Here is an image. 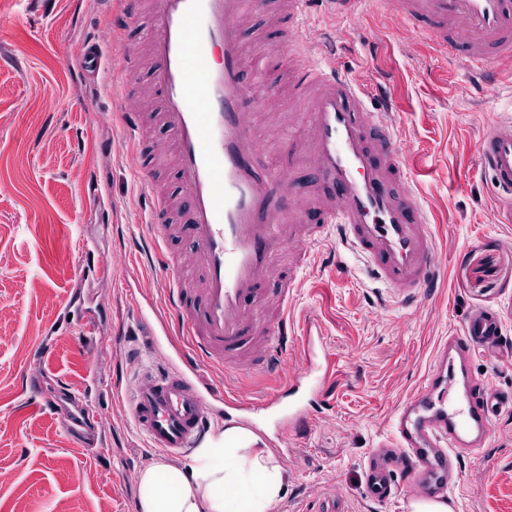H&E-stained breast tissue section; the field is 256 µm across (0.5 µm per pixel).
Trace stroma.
I'll use <instances>...</instances> for the list:
<instances>
[{
    "mask_svg": "<svg viewBox=\"0 0 512 512\" xmlns=\"http://www.w3.org/2000/svg\"><path fill=\"white\" fill-rule=\"evenodd\" d=\"M123 0H0V512H138L141 470L159 460L128 412L136 367L120 337L152 304L167 309L161 271L144 251L148 216L122 123V108L152 98L146 71L132 93L102 26ZM314 29L350 48L339 63L367 86L387 76L400 136L430 209L443 278L418 308L383 306L362 272L338 278L324 250L297 270L291 311L299 328L319 327L336 385L335 409L300 440L279 444L269 419L260 437L288 475L274 512H408L404 496L371 501L363 467L386 437L395 410L418 386L435 349L476 308H502L512 348V223H498L489 174L476 144L512 106V74L478 95L462 62H444L411 31L388 29L373 0L355 14H328L312 0ZM281 0H266L245 31L260 42L271 110L287 111L286 43ZM98 36L106 64L86 88L75 70L83 41ZM100 208H82L88 179ZM92 237L85 254L80 245ZM109 261L95 281L92 309L101 334L87 340L72 315L83 287L73 268ZM86 400L101 447L76 446L53 405L62 394ZM453 512H512V411L496 419L478 455L463 459Z\"/></svg>",
    "mask_w": 512,
    "mask_h": 512,
    "instance_id": "stroma-1",
    "label": "stroma"
}]
</instances>
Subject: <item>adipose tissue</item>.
I'll use <instances>...</instances> for the list:
<instances>
[{
    "mask_svg": "<svg viewBox=\"0 0 512 512\" xmlns=\"http://www.w3.org/2000/svg\"><path fill=\"white\" fill-rule=\"evenodd\" d=\"M252 431L231 427L224 441L198 449L194 463L163 461L139 475L140 512H272L285 493L286 473ZM222 466H212V459Z\"/></svg>",
    "mask_w": 512,
    "mask_h": 512,
    "instance_id": "obj_1",
    "label": "adipose tissue"
}]
</instances>
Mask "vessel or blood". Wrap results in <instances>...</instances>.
<instances>
[{
  "instance_id": "vessel-or-blood-1",
  "label": "vessel or blood",
  "mask_w": 512,
  "mask_h": 512,
  "mask_svg": "<svg viewBox=\"0 0 512 512\" xmlns=\"http://www.w3.org/2000/svg\"><path fill=\"white\" fill-rule=\"evenodd\" d=\"M382 2L385 16L411 27L444 59H464L477 76L475 89H491L500 68L512 71V0ZM308 6L309 0H288L287 31L289 42L317 49L291 85L308 134L283 139L313 173L306 195L298 192L292 171L260 160L257 111L268 93L244 30L263 0H125L106 26L115 34L149 19L145 44L124 43L119 50L123 74L147 61L156 114L128 112L124 121L136 144L152 243L164 241L177 211L179 234L195 246L191 257L160 262L168 316L156 324L139 319L148 338L176 334L188 344L177 361L143 369L129 400L152 449L172 456L207 447L225 426L254 429L260 414L274 419L277 436L306 433L316 407L325 403L331 361L322 332H297L289 315L294 278L276 293L266 290L286 246H295L303 267L312 246L333 240L331 265L338 276L350 275L347 259L356 257L367 276L407 308L431 295L440 277L441 256L413 188L410 148L396 132L394 108L387 101L373 104L370 91L337 63L335 39L305 38ZM100 66V43L88 39L78 67L93 80ZM153 120L171 136L183 197L154 184L141 144ZM477 154L503 193L501 220L511 224L512 116L484 133ZM503 324L500 309L474 311L438 346L432 369L395 411L384 453L364 468L371 499L385 502L418 484L433 496L451 492L461 458L477 454L496 417L512 409L511 393L487 395L472 371L477 352L502 351ZM297 340L306 371L263 398L214 385L201 373L202 366L226 363L279 371ZM398 463L404 466L400 475Z\"/></svg>"
}]
</instances>
